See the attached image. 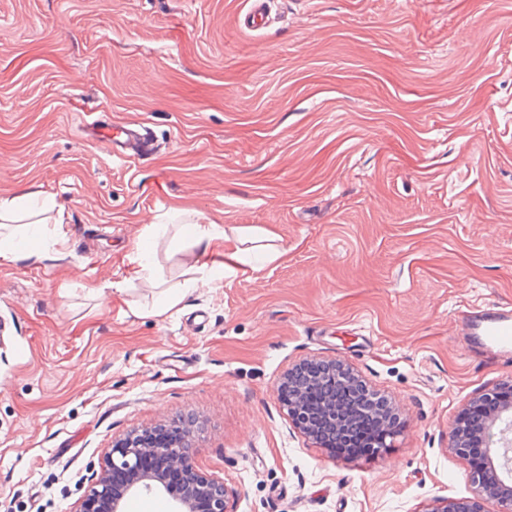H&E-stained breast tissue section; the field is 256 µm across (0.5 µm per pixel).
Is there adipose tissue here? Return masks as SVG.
Wrapping results in <instances>:
<instances>
[{"instance_id":"adipose-tissue-1","label":"adipose tissue","mask_w":512,"mask_h":512,"mask_svg":"<svg viewBox=\"0 0 512 512\" xmlns=\"http://www.w3.org/2000/svg\"><path fill=\"white\" fill-rule=\"evenodd\" d=\"M171 213L157 215L140 236L130 262L131 277L148 287L158 289L157 300L150 304H140L135 308L138 316L158 318L181 304L197 289L210 286L215 280L214 269L205 262H195L182 273L181 280L173 286H165L163 273L155 261L158 238L171 220ZM193 244L203 252H219L229 260H241L248 244L264 242L271 258L285 255L286 250L276 242L274 233L256 227H236L230 230L223 225L194 220L191 223Z\"/></svg>"}]
</instances>
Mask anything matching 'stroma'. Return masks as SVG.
I'll return each instance as SVG.
<instances>
[{
    "instance_id": "obj_1",
    "label": "stroma",
    "mask_w": 512,
    "mask_h": 512,
    "mask_svg": "<svg viewBox=\"0 0 512 512\" xmlns=\"http://www.w3.org/2000/svg\"><path fill=\"white\" fill-rule=\"evenodd\" d=\"M0 0V199H54L61 238L0 261V512H66L115 439L195 422L229 512H417L470 496L448 433L512 355L458 333L512 308V0ZM147 124L125 162L84 115ZM172 208L287 254L225 267L160 318L128 277ZM162 236L177 282L197 250ZM100 296H89L92 287ZM346 362L397 409L377 457L308 439L277 382ZM267 1L254 0L244 16V28L249 32H258L265 29L267 12Z\"/></svg>"
}]
</instances>
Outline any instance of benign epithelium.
<instances>
[{"label":"benign epithelium","mask_w":512,"mask_h":512,"mask_svg":"<svg viewBox=\"0 0 512 512\" xmlns=\"http://www.w3.org/2000/svg\"><path fill=\"white\" fill-rule=\"evenodd\" d=\"M326 365L331 367L337 391L323 395L318 417L305 413L304 407L308 387L321 382V376L314 375L288 391L284 406L298 428L314 439L318 422L337 430L354 426L360 417L368 416L376 422L375 453L392 447L399 427L385 419L378 408V396L369 393L361 402L346 407L336 393H351L357 379L341 361H328ZM193 433L194 421L188 418L180 424L177 438L165 445L150 446L136 440L134 433L114 442L94 485L73 512H99L101 505L109 508V512H124L128 499L160 493L172 499L175 512H194L193 503L201 495L209 499V512H228V490L200 473L192 461L189 439ZM495 437L498 438L496 448L493 447ZM482 439L487 449V462L482 468L469 470L471 496L458 499L435 496L423 502L417 512H512V403L499 408L496 415L487 419ZM450 449L458 456L469 458L468 435L460 431L456 423L450 431ZM146 456L155 460L156 468L144 473L141 465ZM170 470H178L184 477L177 489L170 488L166 482L165 473Z\"/></svg>","instance_id":"obj_1"}]
</instances>
